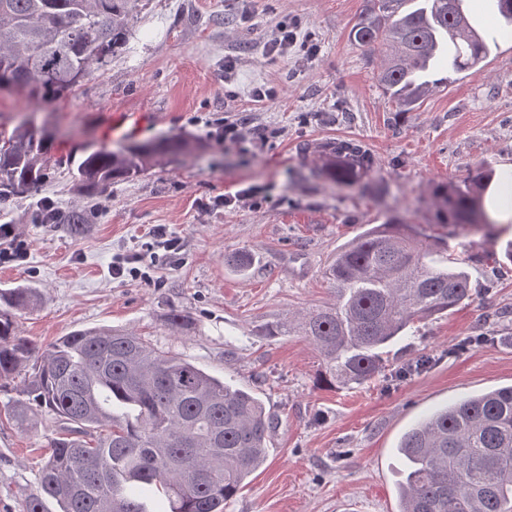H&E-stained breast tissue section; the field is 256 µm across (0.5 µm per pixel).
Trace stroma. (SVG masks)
Here are the masks:
<instances>
[{
  "label": "stroma",
  "mask_w": 512,
  "mask_h": 512,
  "mask_svg": "<svg viewBox=\"0 0 512 512\" xmlns=\"http://www.w3.org/2000/svg\"><path fill=\"white\" fill-rule=\"evenodd\" d=\"M363 7L141 0L123 51L71 93L42 103L0 93V132L54 130L59 157L162 136L189 142L86 204L64 164L36 192L1 203L0 225L27 250L0 263V289H39L17 325L40 345L77 329H127L256 393L273 417V446L224 512H396L400 435L447 403L512 385V263L500 255L512 224L498 225L493 241L459 236L476 294L416 323L412 344L390 357L393 367L411 365L404 377L330 387L308 341L268 333L329 299L324 269L367 225L394 214L438 224L436 184L463 183L478 167L512 170V36L498 39L479 73L402 112L377 82L379 50L349 40ZM281 23L296 45L284 57L264 54ZM259 86L272 98L254 101ZM239 117L273 138L225 141V122ZM333 141L368 156L358 184L340 187L321 172L319 148ZM243 189L256 191L258 206H223L222 196ZM79 203L82 234L40 221L45 206L64 215ZM160 227L177 251L155 245ZM239 250L254 254L249 270L231 263ZM117 261L134 262L138 276L113 277ZM174 310L196 330L171 335ZM55 431L44 416L26 432L0 425V512H19L36 491Z\"/></svg>",
  "instance_id": "obj_1"
}]
</instances>
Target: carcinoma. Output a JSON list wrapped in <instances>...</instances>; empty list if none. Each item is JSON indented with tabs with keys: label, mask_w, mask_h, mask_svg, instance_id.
<instances>
[{
	"label": "carcinoma",
	"mask_w": 512,
	"mask_h": 512,
	"mask_svg": "<svg viewBox=\"0 0 512 512\" xmlns=\"http://www.w3.org/2000/svg\"><path fill=\"white\" fill-rule=\"evenodd\" d=\"M465 0H366L350 41L385 51L377 81L401 112H412L450 76L481 71L491 44L464 11ZM139 0H0V83L34 101L62 96L123 50ZM175 139L122 147H84L67 157L85 199L117 179L138 176ZM53 138L17 128L0 138V201L37 191L56 165ZM324 174L351 183L367 168L354 143L327 146ZM494 173L475 170L467 183L436 192L445 232L389 218L336 250L323 273L331 300L270 330L306 337L322 358L329 386H361L386 368L390 347L414 324L473 299L466 257L448 239L468 226L488 227L482 193ZM82 232L84 209L42 222ZM35 288L0 289V389L16 396L6 421L32 427L33 417L60 423L40 474V491L21 512H147L142 496L164 494L167 512H224L272 447L263 401L189 360L121 329H77L47 346L17 333L15 312L34 306ZM174 334L193 329L190 316L167 315ZM403 464L398 512H512V385L439 408L397 445Z\"/></svg>",
	"instance_id": "obj_1"
}]
</instances>
